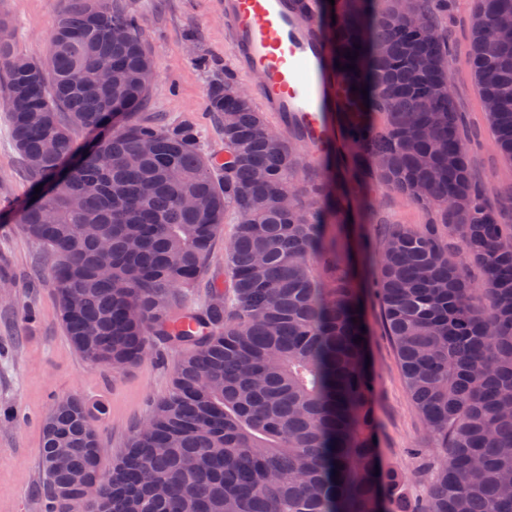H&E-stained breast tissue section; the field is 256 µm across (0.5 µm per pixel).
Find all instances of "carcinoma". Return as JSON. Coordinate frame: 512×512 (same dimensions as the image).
<instances>
[{
  "instance_id": "1",
  "label": "carcinoma",
  "mask_w": 512,
  "mask_h": 512,
  "mask_svg": "<svg viewBox=\"0 0 512 512\" xmlns=\"http://www.w3.org/2000/svg\"><path fill=\"white\" fill-rule=\"evenodd\" d=\"M340 0L333 45L336 148L303 186L300 146L274 131L233 74L209 110L224 162L190 123L143 122L155 75L138 21L112 0H61L43 60L18 54L0 18V80L31 187L18 223L54 258L65 333L120 372L153 339L185 348L172 388L138 426L83 512H411L403 477L381 465L363 303L371 295L413 405L440 456L417 512H512V192L477 184L451 96L448 0ZM512 0H477L468 62L497 148L512 158ZM359 53L351 60L347 53ZM358 90H352V87ZM368 95H363L361 90ZM68 114L62 121L59 113ZM97 134L95 149L74 130ZM373 183L441 214L396 225L373 254L349 217L380 224ZM229 278L192 324L170 302L199 285L224 225ZM373 266L363 278L358 256ZM482 271L475 287L468 265ZM362 341L355 342L357 337ZM90 410L55 403L43 427L47 512H68V479L101 474ZM69 449L63 471L48 466Z\"/></svg>"
}]
</instances>
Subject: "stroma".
<instances>
[{
	"instance_id": "35a3bbf8",
	"label": "stroma",
	"mask_w": 512,
	"mask_h": 512,
	"mask_svg": "<svg viewBox=\"0 0 512 512\" xmlns=\"http://www.w3.org/2000/svg\"><path fill=\"white\" fill-rule=\"evenodd\" d=\"M473 4L474 0H456L454 18H438L437 25L451 41L453 97L472 132V167L483 185L503 190L512 187V160L496 147L468 65L463 20ZM117 6L140 18L153 52L156 76L141 118L166 125L193 123L204 150L223 151L219 126L207 110L212 80L232 64L221 0H117ZM58 8L59 0H0V17L14 25L19 53L44 58ZM199 56L209 59V67L196 64ZM29 195L30 182L0 103V284L8 291L7 298H0V512H46L42 421L57 399L76 395L90 408L107 450L101 468L110 472L134 427L169 393L181 357L179 348L158 341L148 357L116 374L86 360L71 345L50 282L53 259L16 221L15 209ZM368 196L384 221L361 224L357 230L374 245L387 225L420 229L433 217L409 199L377 186L369 189ZM233 230V225H225L215 241L206 284L186 294L185 307L199 308L208 285L226 287L224 242ZM364 314L376 382L381 457L405 479L408 497L415 503L426 495L427 467L438 454V444L413 406L378 306L366 302Z\"/></svg>"
}]
</instances>
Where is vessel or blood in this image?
<instances>
[{"label": "vessel or blood", "mask_w": 512, "mask_h": 512, "mask_svg": "<svg viewBox=\"0 0 512 512\" xmlns=\"http://www.w3.org/2000/svg\"><path fill=\"white\" fill-rule=\"evenodd\" d=\"M292 0H223L224 33L237 70L261 74L262 108L286 135L304 148L326 150L323 114L336 94V75L327 66L331 30L326 17L299 20Z\"/></svg>", "instance_id": "vessel-or-blood-1"}]
</instances>
